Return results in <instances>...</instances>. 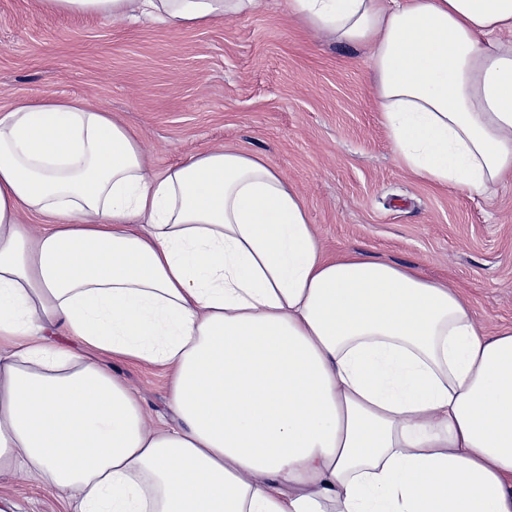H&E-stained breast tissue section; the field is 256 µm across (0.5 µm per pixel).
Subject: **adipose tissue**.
<instances>
[{"label": "adipose tissue", "instance_id": "ef3b65f1", "mask_svg": "<svg viewBox=\"0 0 512 512\" xmlns=\"http://www.w3.org/2000/svg\"><path fill=\"white\" fill-rule=\"evenodd\" d=\"M260 0H31L175 30ZM371 49L400 164L474 193L512 179V0H288ZM44 222L34 229L31 218ZM166 368L174 424L46 332ZM0 471L74 512H512V329L442 281L320 250L303 198L216 147L155 174L80 97L0 110Z\"/></svg>", "mask_w": 512, "mask_h": 512}]
</instances>
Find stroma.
<instances>
[{
    "mask_svg": "<svg viewBox=\"0 0 512 512\" xmlns=\"http://www.w3.org/2000/svg\"><path fill=\"white\" fill-rule=\"evenodd\" d=\"M368 51L312 37L288 0L176 31L156 22L30 12L0 0V108L44 94L96 100L143 142L158 173L221 146L265 157L295 186L322 248L448 282L488 334L512 327V182L476 196L398 163L370 91ZM169 415L162 367L73 344ZM24 512H72L53 485L0 475Z\"/></svg>",
    "mask_w": 512,
    "mask_h": 512,
    "instance_id": "obj_1",
    "label": "stroma"
}]
</instances>
